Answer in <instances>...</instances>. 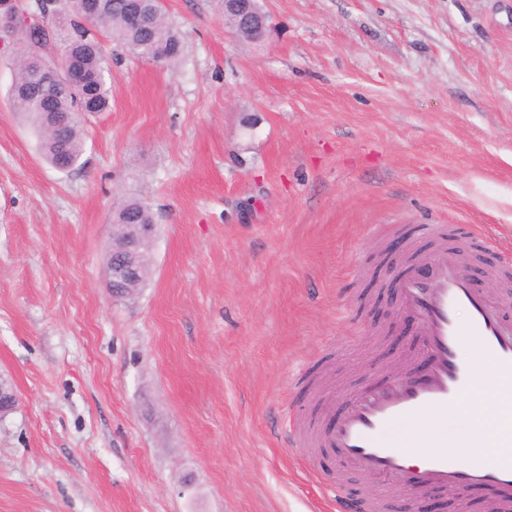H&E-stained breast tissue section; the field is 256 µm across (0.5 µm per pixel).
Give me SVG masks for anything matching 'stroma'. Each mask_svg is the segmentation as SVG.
<instances>
[{
  "mask_svg": "<svg viewBox=\"0 0 512 512\" xmlns=\"http://www.w3.org/2000/svg\"><path fill=\"white\" fill-rule=\"evenodd\" d=\"M172 67L107 33L112 108L78 165L38 153L0 33V512H336L370 478L277 440L304 400L423 369L384 333L422 224H472L467 270L512 275V0H262L267 38L214 0H162ZM150 275L115 298L106 254L131 196ZM319 369L306 393L291 381Z\"/></svg>",
  "mask_w": 512,
  "mask_h": 512,
  "instance_id": "1",
  "label": "stroma"
}]
</instances>
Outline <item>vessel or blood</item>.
Here are the masks:
<instances>
[{
    "mask_svg": "<svg viewBox=\"0 0 512 512\" xmlns=\"http://www.w3.org/2000/svg\"><path fill=\"white\" fill-rule=\"evenodd\" d=\"M422 230L436 238L429 258L432 274L423 280L409 270L399 288L405 306L419 319L424 371L380 380L354 394L337 420L290 430L288 441L305 453L332 449L355 473L404 490L436 489L453 501L461 490L491 485L503 512H512V432L473 438L470 450L462 453L457 438L441 424L451 412L475 415L468 400L482 384L476 359L460 355L468 338H477L478 359L485 360L491 375L482 386L499 399L512 391V321L504 317L500 301L476 288L464 267L449 259L454 225L426 224ZM404 424L413 433L406 448L385 438ZM493 447L503 451L494 462L484 454Z\"/></svg>",
    "mask_w": 512,
    "mask_h": 512,
    "instance_id": "vessel-or-blood-1",
    "label": "vessel or blood"
}]
</instances>
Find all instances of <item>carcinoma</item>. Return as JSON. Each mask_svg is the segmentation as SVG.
<instances>
[{"mask_svg": "<svg viewBox=\"0 0 512 512\" xmlns=\"http://www.w3.org/2000/svg\"><path fill=\"white\" fill-rule=\"evenodd\" d=\"M91 0H23L17 5L22 15L42 18V24H19L14 30L17 46L15 74L9 96L17 112L36 129L43 159L56 166L65 157L68 168L76 166L84 151L83 116L106 112L111 107V70L108 56L96 31L115 34L121 46L133 55L173 65L184 53V44L164 14L161 0H141L148 16L145 27H131L126 20L129 0H103L99 19L86 25ZM60 50L66 64L89 75L86 84L65 92L48 93L39 103L30 97L31 87L47 58L46 51ZM68 120L67 133L59 138L56 119ZM126 212L117 220L129 224L154 223L150 207L138 198L125 200Z\"/></svg>", "mask_w": 512, "mask_h": 512, "instance_id": "carcinoma-1", "label": "carcinoma"}]
</instances>
